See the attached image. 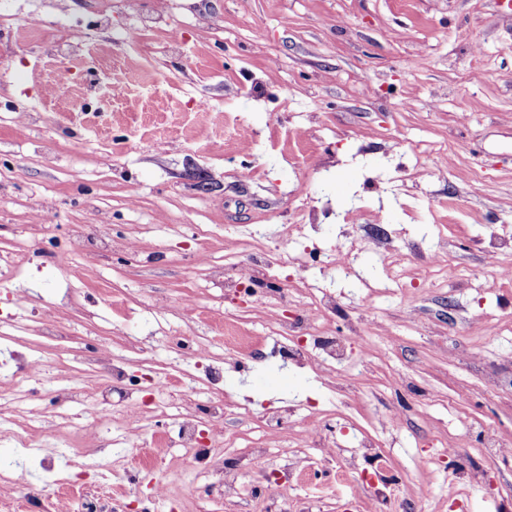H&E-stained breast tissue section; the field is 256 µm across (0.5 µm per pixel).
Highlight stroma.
<instances>
[{
	"mask_svg": "<svg viewBox=\"0 0 512 512\" xmlns=\"http://www.w3.org/2000/svg\"><path fill=\"white\" fill-rule=\"evenodd\" d=\"M91 6L0 0L15 26L46 23L23 48L0 30V256L18 263L0 283V333L38 351L45 392L107 383L84 363L102 339L139 378L137 397H112L116 428L132 400L145 405L139 450L113 449L104 469L120 496L166 512L151 486L177 465L173 498L199 510L182 449L155 440L191 409L178 378L207 372L183 361L187 336L223 355L225 402L252 412L224 417L225 472L266 486L276 512L301 499L317 512H512V280L485 293L494 263L477 243L486 228L512 234L500 0H107L100 18ZM60 17L89 24L99 69L66 68ZM59 84L68 96L49 97ZM357 206L395 238L398 267L345 224ZM39 211L53 224L34 223ZM257 264L271 278L256 296L225 287ZM305 283L336 300L320 330L346 340L344 388L273 352L274 319L295 316ZM155 379L170 396L153 403ZM287 408V424L264 423ZM490 437L508 454L489 453ZM255 448L269 472L246 469ZM353 456L392 480L390 501L337 484ZM297 465L295 491L283 473Z\"/></svg>",
	"mask_w": 512,
	"mask_h": 512,
	"instance_id": "1",
	"label": "stroma"
}]
</instances>
